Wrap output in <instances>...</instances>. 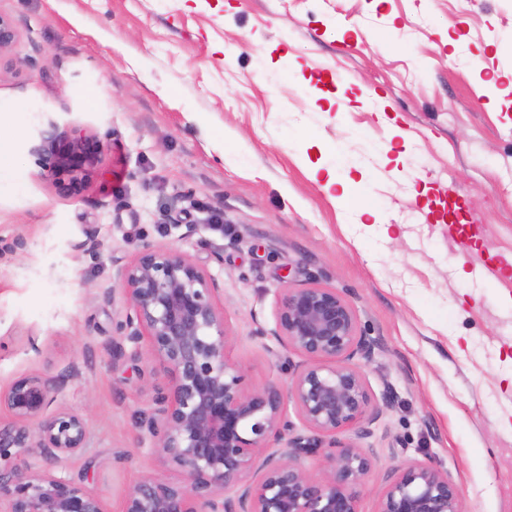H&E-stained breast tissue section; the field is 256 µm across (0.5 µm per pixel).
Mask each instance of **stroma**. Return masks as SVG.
I'll use <instances>...</instances> for the list:
<instances>
[{
	"mask_svg": "<svg viewBox=\"0 0 512 512\" xmlns=\"http://www.w3.org/2000/svg\"><path fill=\"white\" fill-rule=\"evenodd\" d=\"M0 15L20 32L0 56V388L41 376L58 387L47 415L87 428L78 455L16 448L9 467L65 476L107 512L143 474L182 480L138 426L163 370L112 356L118 270L149 244L223 288L248 389L308 364L256 336L284 288L352 304L378 343L361 512L411 460L447 470L464 512H512V0H0ZM51 122L104 146L78 192L32 150ZM318 162L366 177L342 202ZM445 196L467 224L429 216Z\"/></svg>",
	"mask_w": 512,
	"mask_h": 512,
	"instance_id": "obj_1",
	"label": "stroma"
}]
</instances>
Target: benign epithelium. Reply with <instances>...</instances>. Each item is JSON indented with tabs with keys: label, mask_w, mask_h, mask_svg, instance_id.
I'll use <instances>...</instances> for the list:
<instances>
[{
	"label": "benign epithelium",
	"mask_w": 512,
	"mask_h": 512,
	"mask_svg": "<svg viewBox=\"0 0 512 512\" xmlns=\"http://www.w3.org/2000/svg\"><path fill=\"white\" fill-rule=\"evenodd\" d=\"M20 33L0 15V55ZM56 125L41 134L36 151L55 167L92 163L88 138H73L59 153ZM119 281L127 301L112 355L141 357L167 373L170 386L139 427L156 438L153 451L175 463L183 480L146 474L123 498L120 512H360L359 499L373 468L358 440L377 419L365 376L353 363L373 359L377 343L359 331L357 315L334 288H285L275 327L257 331L287 350L318 361L300 370L287 389L275 384L247 390L241 365L228 358L229 339L219 288L188 257L146 245L123 266ZM55 386L38 375L21 377L0 391V406L14 425L0 429V460L13 448H47L55 459L79 453L86 423L78 413L44 412ZM293 403L309 434L286 420ZM351 429L354 437L336 440ZM282 447L270 449V441ZM323 474L316 478L307 460ZM0 512H107L82 485L49 470L0 468ZM376 512H462L448 472L413 461L396 469L378 497Z\"/></svg>",
	"instance_id": "benign-epithelium-1"
}]
</instances>
